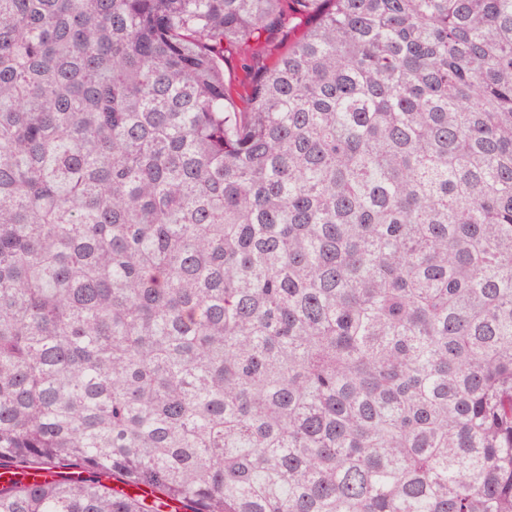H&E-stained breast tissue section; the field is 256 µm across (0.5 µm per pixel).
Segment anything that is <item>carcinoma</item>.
I'll use <instances>...</instances> for the list:
<instances>
[{
  "instance_id": "cac0c4a2",
  "label": "carcinoma",
  "mask_w": 512,
  "mask_h": 512,
  "mask_svg": "<svg viewBox=\"0 0 512 512\" xmlns=\"http://www.w3.org/2000/svg\"><path fill=\"white\" fill-rule=\"evenodd\" d=\"M297 19L237 110L224 46ZM2 466L512 512V0H0Z\"/></svg>"
}]
</instances>
